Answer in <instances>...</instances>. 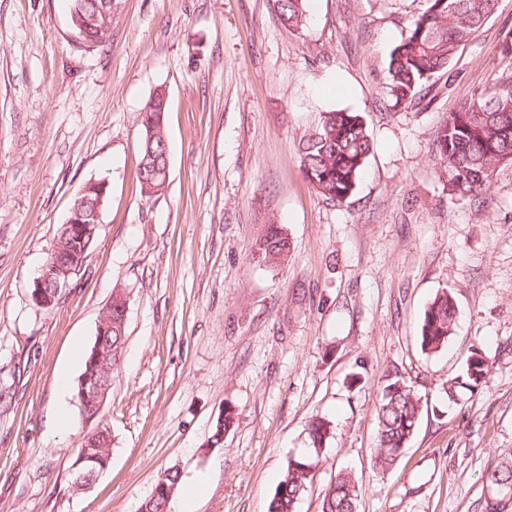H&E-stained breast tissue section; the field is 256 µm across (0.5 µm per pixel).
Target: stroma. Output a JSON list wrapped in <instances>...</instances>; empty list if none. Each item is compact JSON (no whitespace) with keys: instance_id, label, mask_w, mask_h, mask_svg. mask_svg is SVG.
<instances>
[{"instance_id":"1","label":"stroma","mask_w":512,"mask_h":512,"mask_svg":"<svg viewBox=\"0 0 512 512\" xmlns=\"http://www.w3.org/2000/svg\"><path fill=\"white\" fill-rule=\"evenodd\" d=\"M428 0H308L301 30L274 0H112V38L81 48L66 0H0V512H139L168 469L192 512H268L286 461L331 420L295 512H321L338 470L358 512H485L486 475L512 448V166L455 198L436 132L500 70L512 0L460 48L416 105L388 93L390 56ZM168 94L169 179L136 183L138 116ZM362 115L373 142L341 202L305 179L298 144L323 113ZM108 184L96 240L54 309L32 300L70 207ZM288 231L281 269L250 247ZM454 292L447 350L418 342L438 290ZM126 344L100 419L106 471L83 492L71 464L93 423L72 389L114 290ZM492 365L478 393L443 382L472 347ZM399 370L423 415L389 469L374 462L381 378ZM70 387L62 389L59 380ZM66 407L69 426L52 419ZM238 421L212 435L225 409Z\"/></svg>"}]
</instances>
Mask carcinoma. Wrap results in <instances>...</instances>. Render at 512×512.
I'll use <instances>...</instances> for the list:
<instances>
[{
  "instance_id": "cac0c4a2",
  "label": "carcinoma",
  "mask_w": 512,
  "mask_h": 512,
  "mask_svg": "<svg viewBox=\"0 0 512 512\" xmlns=\"http://www.w3.org/2000/svg\"><path fill=\"white\" fill-rule=\"evenodd\" d=\"M72 28L83 33L82 45L103 48L112 37V26H85V19L104 7V0H68ZM280 20L290 31L306 22L307 0H274ZM499 0H429V7L415 17L405 37L393 50L388 78L389 93L395 103L414 104L424 86L444 73L464 45L490 20ZM503 54L507 63L490 88L477 90L460 110L448 113L436 132L437 157L447 177L448 191L460 198H473L487 190L496 168L512 164V31L504 36ZM168 96L156 91L139 115L142 136L137 181L146 197L164 191L168 161L165 115ZM372 142L362 117L344 110L324 113L320 124L299 142L300 167L315 191L328 200H342L354 190ZM291 244L280 224L267 226L265 234L252 245V262L264 268H279L288 261ZM455 297L448 289L437 292L424 311L419 342L429 354L448 347L457 321ZM489 370V358L478 346L458 375L443 386L449 398L460 389L477 390ZM423 414L422 396L404 375L390 371L382 378V394L376 406V463L389 468L407 447ZM236 424V415L224 412L212 438L220 443L224 433ZM329 422L315 418L309 425L314 452L320 453L327 438ZM314 464L309 459L291 458L284 469L268 512H295V504L314 480ZM179 472L167 470L141 504L140 512H168L177 488ZM487 482L500 499L512 498V449L487 473ZM360 489L352 476L336 473L325 491L321 512H357Z\"/></svg>"
}]
</instances>
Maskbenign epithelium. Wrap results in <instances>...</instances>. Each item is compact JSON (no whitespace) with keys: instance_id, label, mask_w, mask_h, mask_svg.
Segmentation results:
<instances>
[{"instance_id":"7a95c632","label":"benign epithelium","mask_w":512,"mask_h":512,"mask_svg":"<svg viewBox=\"0 0 512 512\" xmlns=\"http://www.w3.org/2000/svg\"><path fill=\"white\" fill-rule=\"evenodd\" d=\"M98 192L92 200L89 194ZM106 192V183L98 181L86 185L71 207L72 223L67 225L69 251L67 258L54 264H47L33 281L32 298L37 305L50 309L55 306L57 297L68 288L70 279L82 269L84 254L96 236L100 220V208ZM112 306L102 312L97 326V340L93 349V372L83 378L78 393L82 405L91 404L101 409L112 388V351L111 342L106 337L112 333ZM81 455L89 462L99 458L97 437L89 433L84 437Z\"/></svg>"}]
</instances>
